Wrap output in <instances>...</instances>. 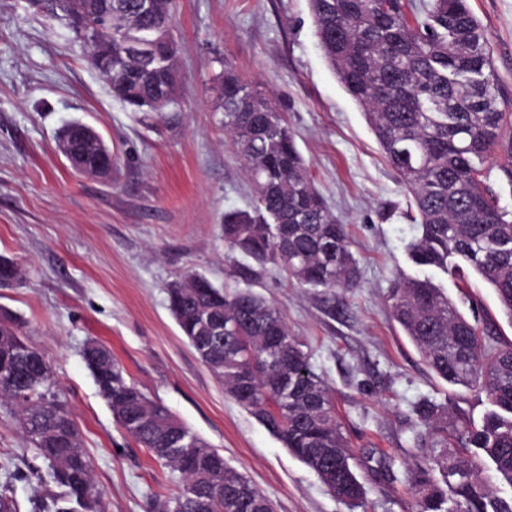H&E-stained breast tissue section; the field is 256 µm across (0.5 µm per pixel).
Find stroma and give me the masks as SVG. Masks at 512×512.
Here are the masks:
<instances>
[{
    "label": "stroma",
    "instance_id": "35a3bbf8",
    "mask_svg": "<svg viewBox=\"0 0 512 512\" xmlns=\"http://www.w3.org/2000/svg\"><path fill=\"white\" fill-rule=\"evenodd\" d=\"M495 69L512 91V0H468ZM184 87L180 111L133 112L86 60L64 20L41 0H0V255L26 272L0 288L27 341L50 361L79 425L106 512H144L173 489L161 468L116 424L81 350L111 349L134 382L244 474L275 512H347L318 477L226 397L168 309L167 288L193 268L234 290L224 215L249 208L253 189L224 133L217 76L231 63L274 96L358 261L347 293L303 288L279 270L254 289L282 311L310 362L336 392V412L366 499L356 512H408L405 471L415 460L417 403L452 402L473 420L486 403L447 384L392 320L405 246L418 236L408 197L365 116L338 82L315 36L308 0H178ZM93 127L112 149V173H76L58 149L63 126ZM471 294L494 343H512V318L477 275L445 278ZM32 452L13 411L0 407V484L19 512L39 488L15 478Z\"/></svg>",
    "mask_w": 512,
    "mask_h": 512
}]
</instances>
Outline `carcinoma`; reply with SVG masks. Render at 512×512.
<instances>
[{
    "label": "carcinoma",
    "instance_id": "obj_1",
    "mask_svg": "<svg viewBox=\"0 0 512 512\" xmlns=\"http://www.w3.org/2000/svg\"><path fill=\"white\" fill-rule=\"evenodd\" d=\"M104 0L56 4L75 39L87 44L93 69L112 56V94L134 112H175L183 97L174 35L177 0ZM315 34L337 80L363 112L383 157L410 197L409 218L421 236L407 245L423 272L400 276L390 314L442 380L485 398L476 423L448 406L415 407L423 430L414 437L421 459L407 468L409 512H512V344L480 340L477 305L461 312L430 271L461 278L472 269L512 316V212L488 182L496 148L512 158V97L496 72L480 19L468 0H309ZM167 30L160 59L141 63L126 44ZM93 37L86 43V36ZM224 129L238 149L254 191L252 209L224 215V244L253 264L237 268L242 288L228 293L188 269L173 281L169 309L200 360L224 383L225 394L254 417L288 452L313 471L350 512L366 489L336 415L335 395L316 374L303 345L290 335L280 309L252 288L258 271L282 269L306 288L355 285L358 262L345 225L327 207L294 134L269 95L229 63L217 76ZM59 149L74 170L102 177L92 151L112 150L93 128L66 127ZM23 278L0 256V288ZM281 337L268 363L267 337ZM83 360L118 426L168 471L174 492L150 498L149 512H275L261 490L211 444L150 399L103 344L90 340ZM0 402L17 408L34 462L15 477L45 489L38 512H105L80 430L41 349L0 306Z\"/></svg>",
    "mask_w": 512,
    "mask_h": 512
}]
</instances>
